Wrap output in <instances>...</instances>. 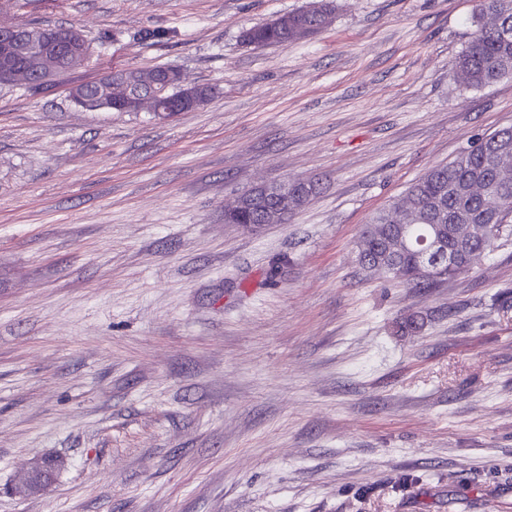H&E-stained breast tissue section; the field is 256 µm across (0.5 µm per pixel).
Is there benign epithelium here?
<instances>
[{"label":"benign epithelium","mask_w":512,"mask_h":512,"mask_svg":"<svg viewBox=\"0 0 512 512\" xmlns=\"http://www.w3.org/2000/svg\"><path fill=\"white\" fill-rule=\"evenodd\" d=\"M24 25L20 21L0 22V81L19 83L28 76L25 64L36 63L41 81L46 82L62 68L72 69L85 61L84 45L80 35L73 30L65 39L59 38L52 29L43 30L38 38L29 43L22 34ZM166 81L176 86L172 100L159 106L154 99L133 89L126 81L112 80V74L103 75L96 81V94L82 96L76 104L86 109H117L122 112H140L144 109L163 120L170 119L180 112L195 110L203 99L198 86H186L180 71L168 72ZM278 205L265 211V223L279 224L288 211L292 197L291 185L286 181L261 184L242 194L235 204L224 209V221L229 223L241 210L262 205L269 198Z\"/></svg>","instance_id":"1"}]
</instances>
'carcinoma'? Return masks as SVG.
Returning a JSON list of instances; mask_svg holds the SVG:
<instances>
[{"label": "carcinoma", "instance_id": "cac0c4a2", "mask_svg": "<svg viewBox=\"0 0 512 512\" xmlns=\"http://www.w3.org/2000/svg\"><path fill=\"white\" fill-rule=\"evenodd\" d=\"M335 10L334 0H318L312 7L279 16L265 24L253 26L242 34L247 46H286L296 34L309 29H323ZM475 30L458 57L456 69L471 88H484L505 77H512V0H476L472 16ZM168 67L148 70H115L113 76L131 80L144 95L164 100L174 91L160 80L144 83L142 79L163 75ZM503 142H512V128L502 129L477 139L453 161L429 169L407 190L406 199L415 203L417 218L401 230L388 221L389 210L381 211L362 233L363 248L369 266H379L390 278L409 288H429L470 272L444 260L434 275L420 272L432 263L422 244L440 228L449 254L459 253L462 224H489L486 196L492 193L506 198V209L512 208V150L495 154ZM500 230L494 237L474 236L469 239L471 256L479 259L497 246L502 236L512 232L507 217L496 221Z\"/></svg>", "mask_w": 512, "mask_h": 512}]
</instances>
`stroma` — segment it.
Listing matches in <instances>:
<instances>
[{
	"mask_svg": "<svg viewBox=\"0 0 512 512\" xmlns=\"http://www.w3.org/2000/svg\"><path fill=\"white\" fill-rule=\"evenodd\" d=\"M311 2L0 0L91 48L0 85V512H512V236L422 290L357 261L412 182L512 127V77L456 73L474 0H335L242 44ZM160 65L213 97L159 120L71 96ZM286 179L316 186L287 223H225ZM312 7L279 16L270 22L253 26L242 34V43L247 46L264 47L270 45L288 46L295 41L296 34L310 29L309 35L323 29L335 10L333 0H319Z\"/></svg>",
	"mask_w": 512,
	"mask_h": 512,
	"instance_id": "obj_1",
	"label": "stroma"
}]
</instances>
